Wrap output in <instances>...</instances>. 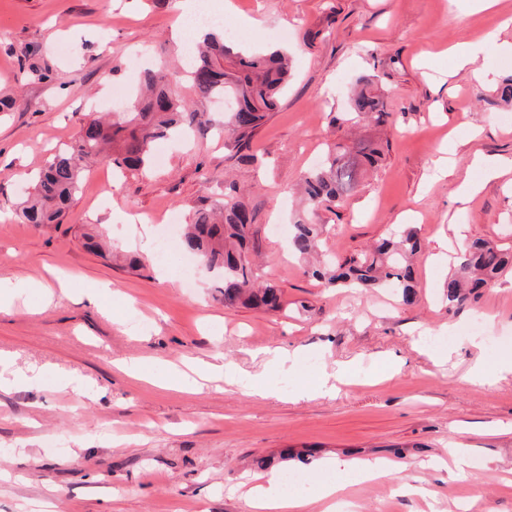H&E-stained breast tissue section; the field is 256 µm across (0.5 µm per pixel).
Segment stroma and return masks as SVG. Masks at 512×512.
Masks as SVG:
<instances>
[{
	"mask_svg": "<svg viewBox=\"0 0 512 512\" xmlns=\"http://www.w3.org/2000/svg\"><path fill=\"white\" fill-rule=\"evenodd\" d=\"M211 3L239 47L283 48L291 60L288 89L246 158L207 135L165 142L163 160L143 172L99 162L63 222L37 226L18 215L37 173L97 113L119 110L142 61L180 59L189 45L175 37L177 0H0V94L17 99L0 113V277L68 280L0 312V355L40 375L0 391V512H251L238 485L286 448L289 473L311 485L328 458L395 465L399 478L380 482L330 473L353 512H512V375L495 372L512 350V274L454 310L444 287L457 226L512 247V168L489 178L473 163L512 160V124L495 102L512 76L499 50L512 42V0L488 10L459 0ZM459 43L483 48L473 73L455 68ZM362 76L393 114L360 131L383 142L384 161L356 195L310 219L337 256L413 228L422 252L412 306L386 288L323 287L277 231L298 211L289 190L346 137L331 118ZM466 180L479 188L461 203ZM232 183L254 217L257 272L282 290L283 312L224 307L220 274L199 267L189 282L158 260L161 218L219 205ZM88 234L109 252L87 249ZM94 284L97 304L85 296ZM269 347L315 359L314 372L288 380L305 398L221 380L196 392L150 382L218 352L239 374L263 375ZM130 359L143 377L120 370ZM479 363L488 378L474 384L466 374ZM340 365L348 383L314 393L319 372ZM455 448L465 470L452 464Z\"/></svg>",
	"mask_w": 512,
	"mask_h": 512,
	"instance_id": "stroma-1",
	"label": "stroma"
}]
</instances>
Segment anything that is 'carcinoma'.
<instances>
[{
  "instance_id": "carcinoma-1",
  "label": "carcinoma",
  "mask_w": 512,
  "mask_h": 512,
  "mask_svg": "<svg viewBox=\"0 0 512 512\" xmlns=\"http://www.w3.org/2000/svg\"><path fill=\"white\" fill-rule=\"evenodd\" d=\"M203 42L192 50L194 60L187 74L179 68L146 67L139 75L140 94L132 108L115 112L112 121L94 120L68 148L39 174L35 193L21 204L28 224H60L77 192L84 166L105 158L118 168L143 171L150 165L160 140L206 135L212 120L180 99L172 85L186 87L200 100L223 99L224 146L236 152L249 148L253 136L274 111L289 75L288 56L280 50H247L229 44L218 25L201 27ZM382 94L368 79L358 80L350 98V111L342 123L370 121L378 126L389 122ZM380 143L367 140L350 147L334 143L323 163L308 171L301 184L306 209L339 206L356 193L364 174L381 163ZM322 225L298 217L291 227L288 249L306 259L317 251ZM184 252L195 255L223 278L219 290L226 307L242 305L264 311L282 308V291L259 280L252 254L258 253L253 215L241 202H224L222 208L194 211L181 239ZM420 251L416 232L410 228L376 242L372 249L345 257H333L313 266L307 273L327 288H391L404 305L416 298L412 258ZM455 271L448 276V307L459 308L479 297V290L494 284L506 270L512 271V249L472 240L455 257Z\"/></svg>"
}]
</instances>
